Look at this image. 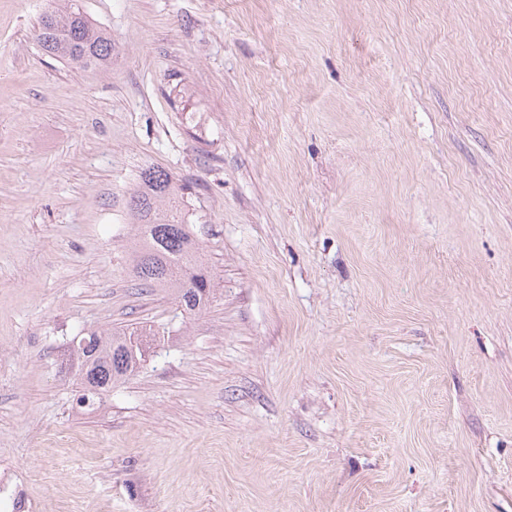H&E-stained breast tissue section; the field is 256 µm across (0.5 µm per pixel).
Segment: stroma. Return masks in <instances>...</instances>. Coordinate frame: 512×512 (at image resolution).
Wrapping results in <instances>:
<instances>
[{"mask_svg": "<svg viewBox=\"0 0 512 512\" xmlns=\"http://www.w3.org/2000/svg\"><path fill=\"white\" fill-rule=\"evenodd\" d=\"M0 0V472L25 512H512V0ZM168 172L221 289L138 288ZM154 351L84 396L75 337ZM44 13L36 40L46 54L81 70L100 71L112 64V37L95 25L78 0Z\"/></svg>", "mask_w": 512, "mask_h": 512, "instance_id": "35a3bbf8", "label": "stroma"}]
</instances>
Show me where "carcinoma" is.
<instances>
[{
	"label": "carcinoma",
	"instance_id": "carcinoma-1",
	"mask_svg": "<svg viewBox=\"0 0 512 512\" xmlns=\"http://www.w3.org/2000/svg\"><path fill=\"white\" fill-rule=\"evenodd\" d=\"M36 40L46 54L81 70L100 71L112 64V37L95 25L78 0L44 13ZM177 188L169 173L148 168L131 193L128 209L139 232L133 256L134 277L141 288H166L186 313L202 310L216 288L212 275L199 263L190 225L178 208ZM154 329L144 326L90 331L76 340L84 361L77 362L75 380L97 393L146 362L154 345Z\"/></svg>",
	"mask_w": 512,
	"mask_h": 512
}]
</instances>
